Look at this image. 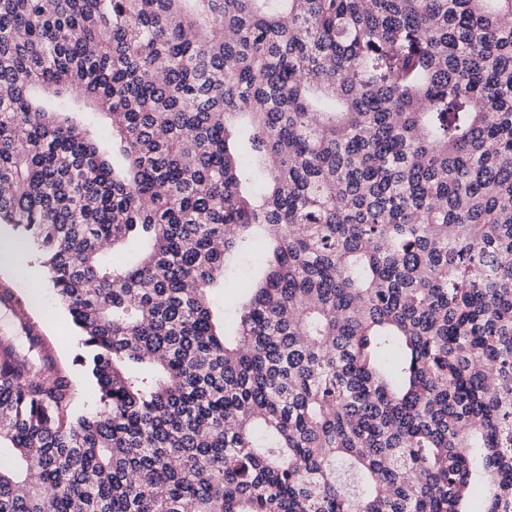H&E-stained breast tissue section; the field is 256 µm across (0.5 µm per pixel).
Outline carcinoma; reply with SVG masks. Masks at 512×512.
Masks as SVG:
<instances>
[{
  "instance_id": "cac0c4a2",
  "label": "carcinoma",
  "mask_w": 512,
  "mask_h": 512,
  "mask_svg": "<svg viewBox=\"0 0 512 512\" xmlns=\"http://www.w3.org/2000/svg\"><path fill=\"white\" fill-rule=\"evenodd\" d=\"M0 225V512H512V0H0ZM1 236L14 242V250L8 261L0 263V281L12 283L21 292L33 316L28 311L25 301L8 283H0V306L10 308L11 312L23 324L42 336L44 346L53 354L57 364L66 371L76 390L74 412L77 415L89 414L99 408L96 386L87 370L75 362L79 353L78 336L68 315L56 300L49 287L44 270L37 257L20 246L13 233L0 229Z\"/></svg>"
}]
</instances>
